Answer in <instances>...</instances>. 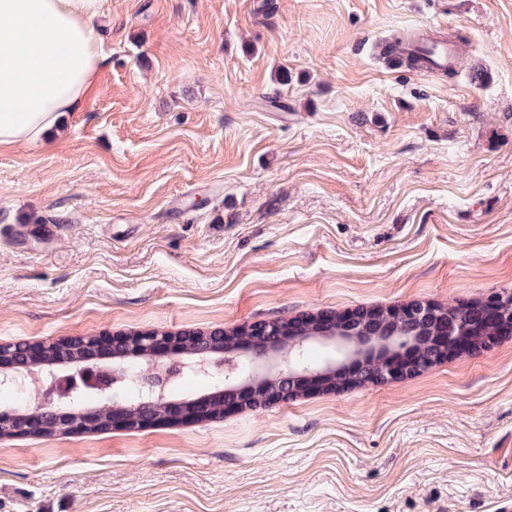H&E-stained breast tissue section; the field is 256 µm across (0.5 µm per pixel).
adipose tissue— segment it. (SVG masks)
Listing matches in <instances>:
<instances>
[{
	"label": "adipose tissue",
	"instance_id": "obj_1",
	"mask_svg": "<svg viewBox=\"0 0 512 512\" xmlns=\"http://www.w3.org/2000/svg\"><path fill=\"white\" fill-rule=\"evenodd\" d=\"M104 0H0V145L37 142L83 111L105 67Z\"/></svg>",
	"mask_w": 512,
	"mask_h": 512
}]
</instances>
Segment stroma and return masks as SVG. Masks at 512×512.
<instances>
[{"label": "stroma", "instance_id": "35a3bbf8", "mask_svg": "<svg viewBox=\"0 0 512 512\" xmlns=\"http://www.w3.org/2000/svg\"><path fill=\"white\" fill-rule=\"evenodd\" d=\"M276 2L108 0L83 112L0 146V341L512 294V0ZM419 30L453 73L374 56ZM35 215L54 237H18ZM0 512H512V334L220 418L0 438Z\"/></svg>", "mask_w": 512, "mask_h": 512}]
</instances>
